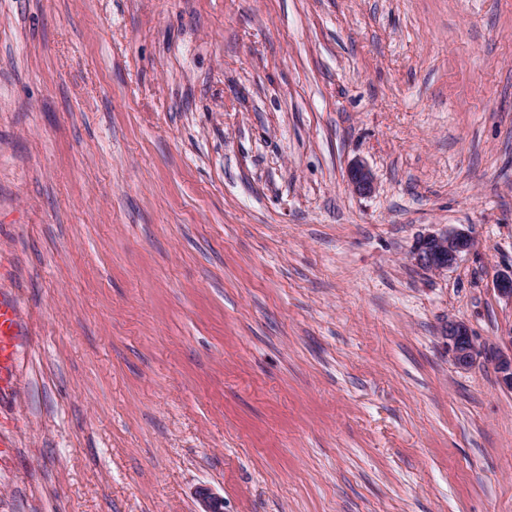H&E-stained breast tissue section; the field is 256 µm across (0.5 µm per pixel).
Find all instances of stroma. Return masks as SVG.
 <instances>
[{
  "label": "stroma",
  "mask_w": 512,
  "mask_h": 512,
  "mask_svg": "<svg viewBox=\"0 0 512 512\" xmlns=\"http://www.w3.org/2000/svg\"><path fill=\"white\" fill-rule=\"evenodd\" d=\"M509 269L512 0H0V512H512ZM348 180L356 193L369 194L375 189L370 170L361 162L352 163L348 170ZM473 246L474 239L469 233L448 228L418 238L410 250V260L425 272L441 274L457 264ZM21 336L20 311L17 303L0 297V394L14 384ZM442 338L448 348L449 357L458 368L467 369L474 365L480 350L464 321L448 319L442 327ZM509 334L510 336H504L506 350L500 349L496 353L495 361L502 386L512 391V330Z\"/></svg>",
  "instance_id": "1"
}]
</instances>
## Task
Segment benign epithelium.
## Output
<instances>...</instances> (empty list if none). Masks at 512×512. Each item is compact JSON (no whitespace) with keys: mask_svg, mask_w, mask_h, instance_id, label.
Returning <instances> with one entry per match:
<instances>
[{"mask_svg":"<svg viewBox=\"0 0 512 512\" xmlns=\"http://www.w3.org/2000/svg\"><path fill=\"white\" fill-rule=\"evenodd\" d=\"M348 180L352 189L359 194H369L375 189L370 170L361 162L352 163ZM473 246L474 239L469 233L448 228L418 238L410 250V260L425 272L440 274L457 264ZM442 338L448 348V356L457 367L467 369L474 365L480 350L465 322L448 320L442 327ZM504 340L506 349L496 353V368L502 386L512 391V335L504 337Z\"/></svg>","mask_w":512,"mask_h":512,"instance_id":"7a95c632","label":"benign epithelium"}]
</instances>
